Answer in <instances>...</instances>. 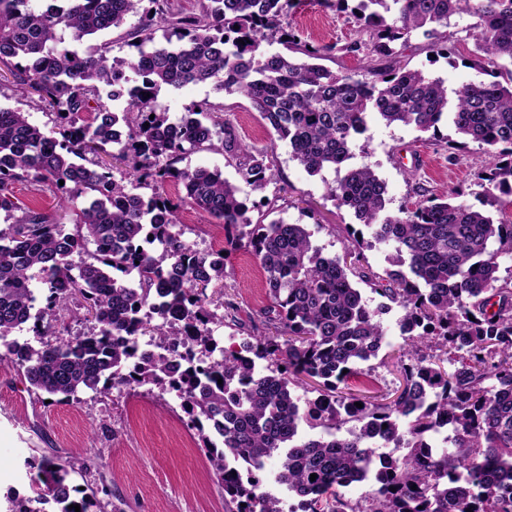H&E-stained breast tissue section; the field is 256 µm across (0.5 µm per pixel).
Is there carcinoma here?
I'll list each match as a JSON object with an SVG mask.
<instances>
[{"mask_svg":"<svg viewBox=\"0 0 512 512\" xmlns=\"http://www.w3.org/2000/svg\"><path fill=\"white\" fill-rule=\"evenodd\" d=\"M33 2L0 0V62L13 63L18 91L36 93L58 126L47 131L0 108V210L17 209L13 183H44L73 222L28 210L0 226V342L30 387L62 401L132 385L177 391L235 512H285L262 490L271 463L301 512H512V265L501 268L512 261V220L474 208L462 191L432 196L421 186L391 215L375 171L345 167L371 118L434 138L447 119L487 155L475 182L485 203L501 215L512 209V69L500 65L512 61V0H359L358 38L341 47L359 58L354 72L319 64L336 46L301 45L284 27L295 0H201L196 11L175 0ZM460 12L478 18L474 50L442 51L451 66L468 62L489 80L450 91L396 60V42L405 48L413 31ZM132 15L138 24L123 37L136 53L126 59L63 47L67 35L119 30ZM160 28L165 42L156 44ZM274 40L307 60L262 48ZM187 84L247 97L308 174L346 168L327 186L362 225L346 229L343 255L324 254L303 224L253 221L249 199L220 170L177 167L218 145L252 190L275 178L268 151L245 143L209 101L175 120L159 107L161 87ZM108 100L125 103L122 112ZM108 146L133 177L82 164ZM168 182L183 187L180 202L165 193ZM182 204L224 225V248L205 254L181 239ZM377 244L393 248L382 274L364 257ZM242 247L265 273L268 304L264 329L249 328L242 349L226 351L210 325L232 308L224 253ZM361 284L388 303L371 307ZM75 299L91 330L45 331V317L65 322ZM392 304L404 339L392 350L400 391L388 402L345 391L389 345L382 315ZM28 323L34 342L9 339ZM138 336L151 337L150 348ZM424 346L438 354H420ZM304 379L317 396L303 401L293 386ZM446 426L452 436L440 451L432 437ZM389 445L406 453L379 452ZM85 468L48 456L38 463L57 512L94 506L71 497L70 476ZM356 483L367 489L352 504L339 489Z\"/></svg>","mask_w":512,"mask_h":512,"instance_id":"cac0c4a2","label":"carcinoma"}]
</instances>
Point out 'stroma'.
I'll return each mask as SVG.
<instances>
[{
  "instance_id": "35a3bbf8",
  "label": "stroma",
  "mask_w": 512,
  "mask_h": 512,
  "mask_svg": "<svg viewBox=\"0 0 512 512\" xmlns=\"http://www.w3.org/2000/svg\"><path fill=\"white\" fill-rule=\"evenodd\" d=\"M288 20L304 42L333 44L337 50L325 59L333 71L350 72L357 60L339 47L356 35L355 19L347 10L326 9L303 4L293 8ZM476 17L461 13L448 26L434 33L413 31L400 61L408 68L446 80L449 87L484 81L483 71L463 65L449 66L434 46L442 39L454 42L469 53L476 33ZM12 67L0 63V106L27 112L31 122L51 129L56 116L45 109L37 96H23L15 90ZM209 99L242 138L258 149L273 148L275 179L264 192L242 188L257 204L252 220L284 218L306 225L315 245L326 253L343 251L345 229L357 226L353 212L337 208L326 196L325 183L334 171L309 175L292 160L287 144L279 142L274 130L251 102L236 93L219 92L209 84H189L178 89L162 88L158 104L171 117H179L186 105ZM442 137L460 145L459 159L449 162L443 146L425 142L422 132L402 125H385L372 120L352 148V165H370L387 185V210L397 213L416 184L435 194L459 188L467 202L477 209L485 203L474 184L485 156L477 143L458 134L452 123L440 124ZM14 195L19 208L46 213L56 221L70 223L59 209L55 195L38 183H16ZM183 239L202 252L224 244L222 230L207 215L184 207L178 226ZM224 297L239 308L241 319L260 323L266 304L265 274L258 259L245 248L229 255L224 276ZM368 376L348 382L352 393L393 398L401 383L395 367L380 359L367 362ZM62 461L97 459L99 466L87 475H71L70 483L87 489L105 488L109 502L122 512H228L224 487L200 447L195 429L180 408L175 393L132 387L109 395L92 391L77 400L61 402L36 394L10 364L0 365V512H7L11 500L35 497L36 463L41 457Z\"/></svg>"
}]
</instances>
